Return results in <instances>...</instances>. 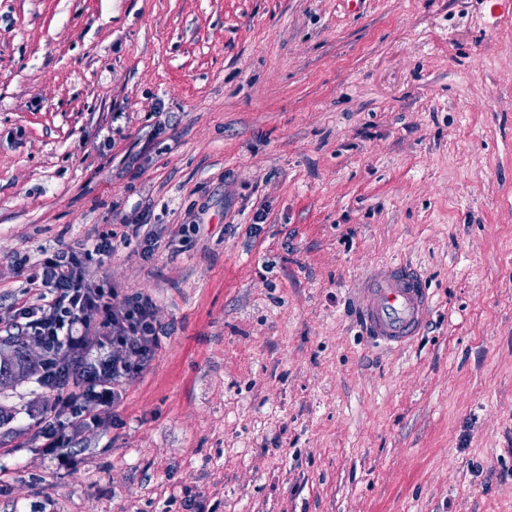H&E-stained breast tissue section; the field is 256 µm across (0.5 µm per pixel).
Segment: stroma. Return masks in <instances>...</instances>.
<instances>
[{"mask_svg": "<svg viewBox=\"0 0 512 512\" xmlns=\"http://www.w3.org/2000/svg\"><path fill=\"white\" fill-rule=\"evenodd\" d=\"M139 215L90 282L168 334L64 467L0 388V512H512V0H0V313ZM389 261L434 294L396 350ZM146 225L147 224H144V221L140 220H137L135 223L131 222L127 224H122L125 230H123V233L120 235L119 240L125 248L135 243L133 251L137 252L144 258H149L154 254L157 245V240L152 238V236L149 233H143L144 231H142V229ZM137 246H139L140 248H136ZM361 288L360 311L367 334L388 346L411 345L434 306L423 274L401 262H388L374 268Z\"/></svg>", "mask_w": 512, "mask_h": 512, "instance_id": "obj_1", "label": "stroma"}]
</instances>
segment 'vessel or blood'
<instances>
[{"label":"vessel or blood","instance_id":"vessel-or-blood-1","mask_svg":"<svg viewBox=\"0 0 512 512\" xmlns=\"http://www.w3.org/2000/svg\"><path fill=\"white\" fill-rule=\"evenodd\" d=\"M362 287L360 311L367 334L388 346L411 345L434 306L423 274L406 264L388 262L374 268Z\"/></svg>","mask_w":512,"mask_h":512}]
</instances>
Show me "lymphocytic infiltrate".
Returning a JSON list of instances; mask_svg holds the SVG:
<instances>
[{
    "label": "lymphocytic infiltrate",
    "instance_id": "1",
    "mask_svg": "<svg viewBox=\"0 0 512 512\" xmlns=\"http://www.w3.org/2000/svg\"><path fill=\"white\" fill-rule=\"evenodd\" d=\"M143 227L140 220L128 223L120 238L97 237L79 252L41 250L6 316L17 335L42 350L38 385L55 393L57 405L37 424L43 451L60 464H68L74 434L95 423L97 408L122 404L125 382L146 368L165 333L150 296L87 279L93 259L110 257L119 246L153 256L157 242Z\"/></svg>",
    "mask_w": 512,
    "mask_h": 512
}]
</instances>
